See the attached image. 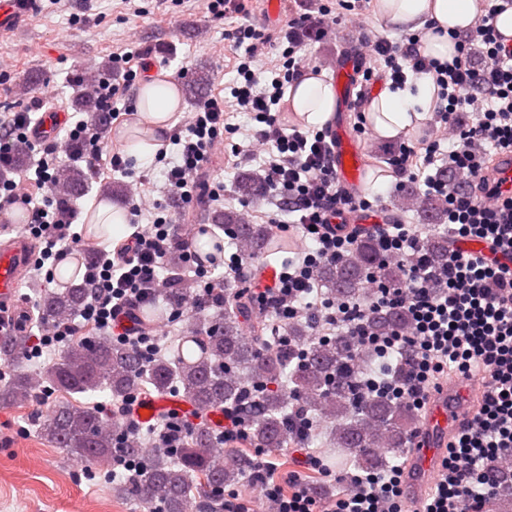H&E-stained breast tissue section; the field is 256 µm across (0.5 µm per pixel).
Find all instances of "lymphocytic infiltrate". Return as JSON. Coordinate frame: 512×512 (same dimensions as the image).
Returning <instances> with one entry per match:
<instances>
[{
  "instance_id": "1",
  "label": "lymphocytic infiltrate",
  "mask_w": 512,
  "mask_h": 512,
  "mask_svg": "<svg viewBox=\"0 0 512 512\" xmlns=\"http://www.w3.org/2000/svg\"><path fill=\"white\" fill-rule=\"evenodd\" d=\"M207 9L219 18L240 15L224 38L243 54L228 85V98L204 100L182 123L174 138L178 160L164 171L168 187L188 208L223 198L224 184L214 179L211 169L236 131L224 104L233 101L237 111L250 114L255 123L252 142L246 147L230 144L231 152L248 160L261 157L263 183L274 196L269 223L307 243L294 260L283 264L276 287L249 291L258 311L271 322L276 343L284 341L282 325L305 317L320 337L341 330L378 357L398 354L404 379L368 377L361 392L391 393L415 409L424 407L428 390L448 375L479 380L480 403L449 440L418 512H481L485 500L498 491L490 463L512 454V199L499 204L483 195L488 151H512V49L503 44L489 14L476 22L468 40L458 42L449 62L423 55L419 33L399 42L384 37L365 41L367 51L387 67L393 84H405L422 73L433 78L436 103L428 139L421 146L401 143L388 163L396 176L424 179L434 195L447 199L448 229L456 246L449 250L447 263L437 266L429 262L420 234L408 225L378 228L375 239L382 257L411 259L405 285L373 286L362 301L336 300L315 293V271L356 242L335 224V216L367 206L368 201L354 198L338 183L327 131L289 133L280 121L286 84L301 77L309 64L303 53L306 36L325 38L336 20L326 6L316 19L305 13L289 17L274 38L244 18L239 0H208ZM475 43L486 60L480 67L471 55ZM274 45L281 48L278 68H257V50ZM118 93L111 77L100 78L92 91L93 119L78 122L63 145L44 146L34 171H20L15 180L0 179V210L24 211L26 231L42 245L37 267L59 264L81 243L80 234L72 230L70 205L53 193L60 172L77 162L91 170L103 165L124 174L130 170V159L106 139L109 121L120 115ZM30 125L26 112L0 116V170L13 168L15 147L27 140ZM443 155L449 166L469 171L476 185L461 190L431 175L430 167ZM422 167L427 170L423 177L418 174ZM28 184L36 185L40 196L25 192ZM146 210L155 215L152 224L136 228L118 253L102 249L86 263L83 284L89 296L80 316L100 331L115 333L118 342L147 358L159 353L158 339L119 332L117 324L156 303L160 290L170 287V277L163 274L170 254L180 253L195 286L190 299L172 304L169 321H182L208 303L223 304L224 291L217 288L211 269L197 263L182 226L162 202L133 204L130 215L137 218ZM470 239L483 241L490 255L462 251L459 241ZM395 307L412 317L409 333L371 336L364 326L366 317ZM250 466L275 512H406L405 472L399 466L349 475L348 490L327 502L312 496L299 475L278 476L268 449H254ZM288 484L293 487L289 493L284 490Z\"/></svg>"
}]
</instances>
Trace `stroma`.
<instances>
[{
    "label": "stroma",
    "mask_w": 512,
    "mask_h": 512,
    "mask_svg": "<svg viewBox=\"0 0 512 512\" xmlns=\"http://www.w3.org/2000/svg\"><path fill=\"white\" fill-rule=\"evenodd\" d=\"M374 2L361 0L359 4L364 28L343 20L337 22L333 34L307 45V56L321 63L323 72L332 73L337 59L354 57L360 38L384 36L394 42L403 38L402 30L384 26L376 19ZM239 21L236 15L215 18L208 12L206 0H38L34 11L16 30L0 36V61L5 64L0 72V113L30 109L32 99H41L44 106L30 110L32 119L63 114L56 138L64 140L68 129L85 117L84 112L75 110L73 101L86 95L99 64L120 52L126 43L138 41L153 49L149 76L162 75L177 82L181 105L174 116L184 120L203 100L223 95L225 83L235 76L238 54L225 40L224 31ZM201 70L208 72L209 81L198 89L194 83ZM426 128L427 121L422 118L395 139L380 138L373 129L354 131L352 139L367 168L361 192L380 210H387L400 193L398 178L386 162L388 152L399 141L423 138ZM164 148L165 163H146L144 175L155 197L162 199L174 217L209 227L214 213L226 210L236 212L247 223H265L273 209L271 193L246 197L236 189L242 175L261 176L258 162H241L229 153L216 159L214 176L224 183V198L195 214L185 211L181 201L164 190L165 164L176 160L177 147L169 141ZM139 177L104 166L81 194L70 198L77 212L73 229L82 237L84 254L90 256L96 250L113 247L108 235L87 226L90 206L106 201L130 211L142 189ZM106 180L117 187V194L108 197L100 193L99 185ZM62 398L57 392L45 400L0 404V512H145L139 499L116 496L111 483L104 481L111 463L89 465L41 435L40 418ZM328 428L326 420L316 419L303 443L292 442L272 453L278 474L297 471L305 484L323 485L325 491L320 498L324 501L342 494L346 486L305 468L302 455L319 456L339 474L352 471L327 442Z\"/></svg>",
    "instance_id": "1"
}]
</instances>
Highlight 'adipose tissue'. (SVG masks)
<instances>
[{"instance_id": "1", "label": "adipose tissue", "mask_w": 512, "mask_h": 512, "mask_svg": "<svg viewBox=\"0 0 512 512\" xmlns=\"http://www.w3.org/2000/svg\"><path fill=\"white\" fill-rule=\"evenodd\" d=\"M375 8L379 19L394 27L414 31L435 23L439 32L431 36L425 53L442 62L452 60L454 55L449 32L471 28L481 14L479 0H376ZM433 92L434 85L428 76L418 77L395 91L384 89L370 102L369 119L382 136H398L419 111L428 109ZM287 95L309 125L327 123L335 110V90L322 75H303L289 87ZM177 106L172 83L155 79L143 83L136 104L140 124L121 134L136 162L144 164L152 159L156 151L154 142L169 133L170 118Z\"/></svg>"}]
</instances>
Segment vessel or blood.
Masks as SVG:
<instances>
[{"instance_id":"b4317fda","label":"vessel or blood","mask_w":512,"mask_h":512,"mask_svg":"<svg viewBox=\"0 0 512 512\" xmlns=\"http://www.w3.org/2000/svg\"><path fill=\"white\" fill-rule=\"evenodd\" d=\"M31 0H0V35L18 28L24 20ZM336 159V174L340 184L351 194H359L365 175L363 159L354 149L347 128L336 125L331 129ZM488 199L512 197V152L497 155L494 172L489 180ZM30 259L25 237H15L12 245L0 250V308L9 309L20 280L19 269ZM470 391L454 382L435 390L430 397L427 414L419 430L420 439L414 450L413 462L406 477V494L411 501H419L431 475L435 472L441 454L458 423L467 413Z\"/></svg>"}]
</instances>
